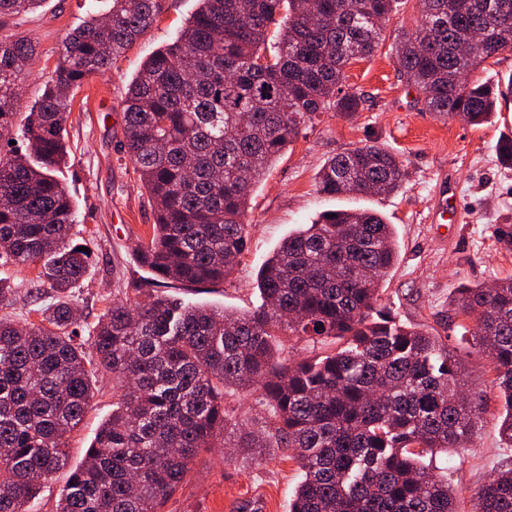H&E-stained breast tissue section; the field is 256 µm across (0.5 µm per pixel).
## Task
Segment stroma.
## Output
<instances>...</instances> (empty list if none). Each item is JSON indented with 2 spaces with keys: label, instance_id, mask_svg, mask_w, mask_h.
Masks as SVG:
<instances>
[{
  "label": "stroma",
  "instance_id": "obj_1",
  "mask_svg": "<svg viewBox=\"0 0 512 512\" xmlns=\"http://www.w3.org/2000/svg\"><path fill=\"white\" fill-rule=\"evenodd\" d=\"M111 7L112 0H45L39 11L12 20V31L36 44L22 82L20 111H28L41 95L65 37ZM198 7L199 0H162L157 23L73 96L66 123L70 163L62 178L77 199L80 228L93 251L92 267L75 292L85 328L95 325L109 302L134 293L143 300L161 295L186 304L251 310L261 303L260 266L298 225L327 210L369 208L396 225L400 242V260L381 284L383 301L399 321L431 326L446 337L464 362L468 385L490 389V366L455 330L450 300L459 284L491 286L512 276V245L504 246L502 239L504 232L512 233V168L501 165L497 151L498 142L512 136V99L499 102L496 116L480 126L424 108L401 78L392 51L399 35L420 23L417 0H402L374 56L347 67V86L363 98L360 110L317 113L271 167L250 201L249 248L224 282L174 288L154 283L138 265L135 249L150 236L154 213L132 161L120 149L122 100L143 61L172 43ZM365 144L397 155L406 172L400 192L317 194L316 175L324 162ZM112 385V377L100 379L91 409L69 439L70 466L80 463L111 414ZM500 421L498 410H490L472 447L437 456L438 465L448 468L460 512H470L479 484L512 467V447L500 438ZM300 479L288 449H270L268 460L257 465L243 456L225 461L223 449L216 448L194 461L187 484L161 512H239L247 502L257 504L258 512H289Z\"/></svg>",
  "mask_w": 512,
  "mask_h": 512
}]
</instances>
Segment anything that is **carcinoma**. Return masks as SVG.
I'll list each match as a JSON object with an SVG mask.
<instances>
[{
    "instance_id": "carcinoma-1",
    "label": "carcinoma",
    "mask_w": 512,
    "mask_h": 512,
    "mask_svg": "<svg viewBox=\"0 0 512 512\" xmlns=\"http://www.w3.org/2000/svg\"><path fill=\"white\" fill-rule=\"evenodd\" d=\"M45 0H0V30ZM171 45L156 51L123 100L124 150L154 208L136 256L154 280L224 281L248 249L254 188L318 112L352 113L360 94L345 68L372 56L400 0H199ZM421 28L395 42L400 77L426 109L482 124L512 96L470 74L512 54V0H418ZM161 0H112L66 37L35 106L17 111L35 53L22 34L0 36V265L38 269L28 294L54 293L20 322L0 277V512H30L41 486L68 464L69 434L95 398L99 373L120 382L112 415L70 470L57 512H160L202 451L224 440L226 459L256 463L288 448L302 471L290 512H459L448 474L424 462L467 448L493 401L512 446V277L462 285L455 315L489 362L495 394L462 391L455 351L424 326L396 321L380 282L398 259L394 225L372 210H336L288 234L261 265L262 303L243 313L165 297L114 300L78 333L72 299L92 254L79 247L73 196L58 179L71 91L108 70L161 14ZM279 24L276 53L266 51ZM399 159L363 145L328 160L321 195L389 196ZM331 338L336 351L287 359L274 343ZM255 388L268 408L258 429L229 420L230 389ZM471 512H512V468L473 494Z\"/></svg>"
}]
</instances>
